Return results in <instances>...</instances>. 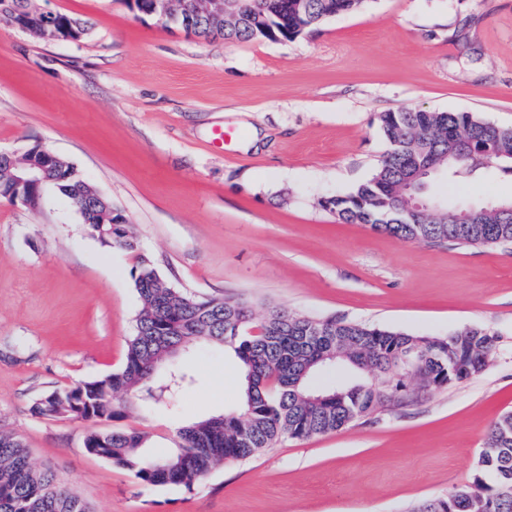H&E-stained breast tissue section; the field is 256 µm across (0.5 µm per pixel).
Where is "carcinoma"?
Returning <instances> with one entry per match:
<instances>
[{
    "label": "carcinoma",
    "mask_w": 512,
    "mask_h": 512,
    "mask_svg": "<svg viewBox=\"0 0 512 512\" xmlns=\"http://www.w3.org/2000/svg\"><path fill=\"white\" fill-rule=\"evenodd\" d=\"M366 0H246L243 13L224 27V39H292L317 29L327 19L356 12ZM390 149L370 179L355 190L323 201L346 224H365L396 238L465 246L512 243V223L497 211H476L459 223L427 182L422 196L429 207L407 208L400 192L403 174L427 154L440 161L448 184L484 178H512V128H501L468 112H432L401 107L380 116ZM93 213L87 227L108 246L135 251L138 244L124 216L102 224ZM141 309L127 344L123 366L104 377L46 392L37 398V417L81 419L88 454L125 469L147 486H183L190 490L219 465L255 457L285 438L303 439L339 432L357 417L369 416L387 402L400 403L418 387L394 374L416 349L424 359L430 387L459 384L478 374L494 347L493 335L461 328L449 336H414L399 330L334 318L305 317L272 308L257 319L232 299H204L169 286L155 262L141 254L135 267ZM205 340L230 348L244 373L237 408L182 426L175 448L146 453V436L136 429L108 430L141 405L167 409L192 383L175 364L189 341ZM322 354H335L346 373L323 399H308L311 370ZM155 364L166 372L146 378ZM491 482H486V477ZM472 485L490 512H512V413L492 425ZM0 512H90L57 473L33 467L22 439L0 431ZM411 512H481L468 487L426 500Z\"/></svg>",
    "instance_id": "cac0c4a2"
}]
</instances>
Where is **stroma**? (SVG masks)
Returning a JSON list of instances; mask_svg holds the SVG:
<instances>
[{
    "mask_svg": "<svg viewBox=\"0 0 512 512\" xmlns=\"http://www.w3.org/2000/svg\"><path fill=\"white\" fill-rule=\"evenodd\" d=\"M89 32L47 41L0 21V151L42 147L121 211L137 251L103 245L56 188L0 198V429L92 512H408L471 482L512 412V244L403 241L341 223L324 199L367 181L389 149L382 113L468 112L512 128V0H367L291 40L204 39L124 0H32ZM230 132L223 148L212 141ZM149 255L171 287L448 335L490 330L474 378L332 434L285 439L196 484L150 487L88 454L85 422L34 416L45 392L124 363ZM175 409L124 428L159 451L233 409V353L190 342Z\"/></svg>",
    "mask_w": 512,
    "mask_h": 512,
    "instance_id": "1",
    "label": "stroma"
}]
</instances>
